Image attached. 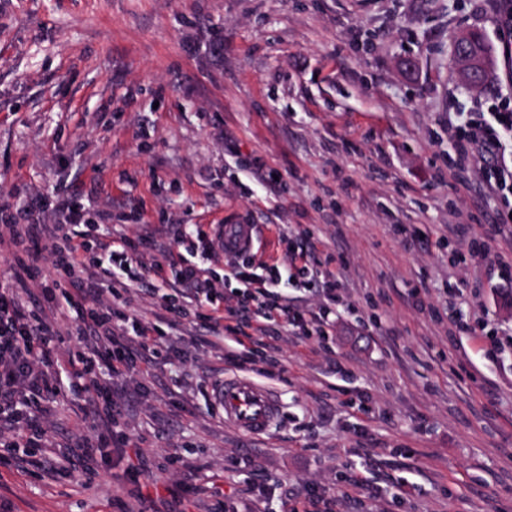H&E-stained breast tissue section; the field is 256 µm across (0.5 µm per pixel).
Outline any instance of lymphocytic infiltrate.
<instances>
[{"instance_id": "lymphocytic-infiltrate-1", "label": "lymphocytic infiltrate", "mask_w": 512, "mask_h": 512, "mask_svg": "<svg viewBox=\"0 0 512 512\" xmlns=\"http://www.w3.org/2000/svg\"><path fill=\"white\" fill-rule=\"evenodd\" d=\"M448 128L459 139V150L472 165L483 169L487 177L486 187L492 194L512 191V104L498 103L485 112H469L464 118H451ZM34 203L23 202L16 210L17 225L13 227L12 244L15 248L12 282L0 285V400L28 403L33 391H52L53 380L39 366L47 353L56 332L39 314L25 312L14 291L17 284L34 280L42 274V256L31 249L30 241L40 234L58 235L62 226L37 222ZM88 242L69 244L58 253L55 273L45 281L42 295L46 303L56 304L57 294L63 285L83 265L100 267L107 265L130 274L133 259L158 251L151 234L135 238L119 237L104 244L102 256L90 253ZM245 286L243 305L253 308L256 326L247 328L245 323L225 324L224 314L215 307L212 299V283L200 277L197 268L182 267L177 282L181 287L193 290L198 299L196 316L212 329L224 332V363L227 367H239L247 357L244 344L252 340L254 333H267L269 326L292 328L305 336L328 340L335 332V323L328 313L304 316L281 304L276 292L282 274L279 264L268 268V277L261 286H254L248 274H241ZM97 286L88 282L84 288V302L77 305L79 320L92 329L96 344L78 353L73 362L71 375L85 381L89 405L102 421H109L115 407L112 390L96 377L98 363H105L112 372L121 373L137 365L146 357L151 342L159 332L157 325L143 322L134 310H115L95 302Z\"/></svg>"}]
</instances>
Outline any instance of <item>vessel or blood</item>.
I'll list each match as a JSON object with an SVG mask.
<instances>
[{
    "label": "vessel or blood",
    "instance_id": "obj_1",
    "mask_svg": "<svg viewBox=\"0 0 512 512\" xmlns=\"http://www.w3.org/2000/svg\"><path fill=\"white\" fill-rule=\"evenodd\" d=\"M255 227L251 224H227L223 227L224 243L237 252L249 251L254 244ZM209 400L225 423L244 435L269 434L282 415L279 397L246 376L224 378L212 384Z\"/></svg>",
    "mask_w": 512,
    "mask_h": 512
}]
</instances>
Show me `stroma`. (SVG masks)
Masks as SVG:
<instances>
[{
    "label": "stroma",
    "mask_w": 512,
    "mask_h": 512,
    "mask_svg": "<svg viewBox=\"0 0 512 512\" xmlns=\"http://www.w3.org/2000/svg\"><path fill=\"white\" fill-rule=\"evenodd\" d=\"M495 17L494 0H0L1 212L36 199L41 223L61 224L78 202L102 243L254 224L238 266L260 275L306 246L311 273L281 300L336 314L331 343L284 330L276 352L242 362L282 403L271 435L250 438L211 409L222 340L191 316L167 322L174 282L120 299L97 273L100 305L163 331L151 363L99 368L117 400L105 426L67 378L89 328L28 282L26 309L62 338L43 366L58 385L30 413L33 445L12 447L0 421V503L288 512L315 491L335 512H512V284L495 261L512 263V242L456 260L512 199L488 195L475 168L453 176L448 136L449 113L512 96V29ZM471 27L496 67L466 91L451 41ZM269 169L278 182L257 179ZM207 250L195 241L185 257L220 305L237 282ZM463 322L488 330L465 336ZM121 434L123 455L109 448Z\"/></svg>",
    "instance_id": "35a3bbf8"
}]
</instances>
